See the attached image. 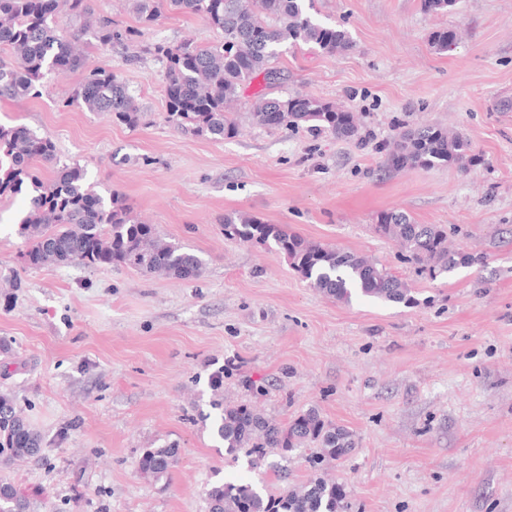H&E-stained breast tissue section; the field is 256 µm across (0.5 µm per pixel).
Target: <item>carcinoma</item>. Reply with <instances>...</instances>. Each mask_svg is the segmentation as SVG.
Segmentation results:
<instances>
[{
  "mask_svg": "<svg viewBox=\"0 0 512 512\" xmlns=\"http://www.w3.org/2000/svg\"><path fill=\"white\" fill-rule=\"evenodd\" d=\"M142 26L156 24L163 13L180 10L199 15L220 39L198 45L154 46L164 66L167 120L175 128L215 139L238 134L236 120L226 107L258 76L278 78L275 62L285 49L315 44L328 54H342L354 41L341 24L317 17L313 0H133ZM73 28L62 35L61 14ZM137 28H118L112 19L95 14L90 0H0V99H23L41 94V80L52 72L85 70L74 101L89 112H104L127 126L140 122L135 96L117 75L100 66L89 67L73 43L83 40L103 47L133 44ZM458 40L455 28L436 31L430 45L438 52ZM253 124L267 128H298L309 124L337 138L353 137L358 127L353 113L334 102L301 95L261 96L251 106ZM391 166L400 171L455 165L466 171L474 163L471 144L458 133L425 126L405 130L387 146ZM58 165L54 142L25 127L0 126V195L19 193L30 184L33 195L20 220L28 240L30 266L82 263L92 267L125 265L150 275L178 280L199 278L203 260L184 247L163 240L152 224L137 222L125 199L114 193L97 194L85 183L78 165H63L45 182L36 163ZM375 231L400 243V257L432 278L458 266L474 263L467 253L448 248V232L436 224H417L401 209L378 216ZM224 238L240 243L270 245L282 251L292 266L318 292L343 302L367 298L381 302L413 301L401 278L379 268L367 257L309 241L277 224H266L246 213L224 216ZM214 431L227 454L249 458L253 465L267 449L285 454L316 445L310 463L317 469L344 457L355 445L349 430L324 420L310 408L283 426L248 404L211 403ZM42 440L17 410L12 398L0 395V461L8 464L37 456ZM178 448L169 444L149 448L138 462L152 480L169 476ZM207 512H350L341 486L315 475L305 484L262 495L252 484L222 482L205 493ZM0 512H28V502L14 484L0 480Z\"/></svg>",
  "mask_w": 512,
  "mask_h": 512,
  "instance_id": "obj_1",
  "label": "carcinoma"
}]
</instances>
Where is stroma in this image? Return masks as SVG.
<instances>
[{
	"label": "stroma",
	"mask_w": 512,
	"mask_h": 512,
	"mask_svg": "<svg viewBox=\"0 0 512 512\" xmlns=\"http://www.w3.org/2000/svg\"><path fill=\"white\" fill-rule=\"evenodd\" d=\"M355 47L287 50L279 83L254 79L233 110L237 136L214 139L166 120L153 56L86 45L88 66L118 74L143 117L130 127L73 104L78 71L46 75L36 98L0 101V125L49 137L101 195L117 193L161 238L197 253L181 281L115 265L29 266L17 221L28 192L0 196V393L42 438L41 456L0 464L31 512H205L217 482L276 493L313 475L310 448L231 461L208 415L216 395L280 424L316 409L356 446L326 471L351 512H512V0H315ZM455 27L452 50L430 47ZM200 16L166 13L140 44H208ZM307 94L353 112L357 135L260 128L258 95ZM440 126L464 136L468 172L391 168L382 145ZM401 209L440 224L472 265L432 278L401 263L373 230ZM243 212L308 240L373 259L414 303L345 304L311 288L275 246L226 240ZM230 366L220 390L211 376ZM173 444L169 477L145 478L146 449Z\"/></svg>",
	"instance_id": "stroma-1"
}]
</instances>
